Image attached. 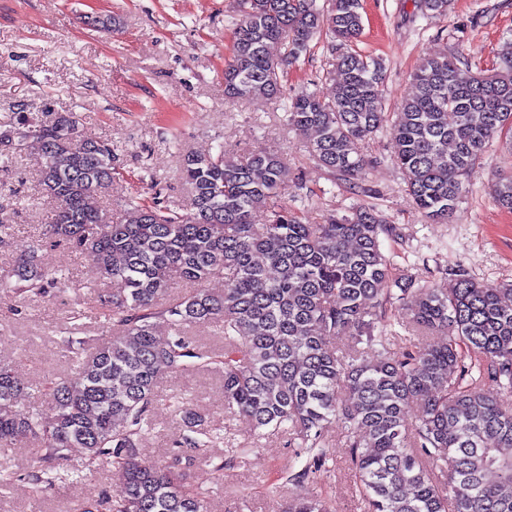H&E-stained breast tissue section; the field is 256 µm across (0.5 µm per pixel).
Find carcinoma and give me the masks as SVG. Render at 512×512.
<instances>
[{"label": "carcinoma", "instance_id": "carcinoma-1", "mask_svg": "<svg viewBox=\"0 0 512 512\" xmlns=\"http://www.w3.org/2000/svg\"><path fill=\"white\" fill-rule=\"evenodd\" d=\"M224 97L271 99L284 66L298 62L327 30L345 47L326 77L333 92L295 95L289 127L307 136L311 160L331 183L351 184L367 165L364 145L384 130L413 205L446 224L469 193L468 176L488 145L512 130V45L491 69L472 72L448 54L424 59L414 91L396 112L382 100L383 64L353 45L364 30L362 0H238ZM450 0H419L444 15ZM41 155L40 187L55 203L42 237L18 250L0 285L24 300L70 281L41 267L35 253L63 244L89 257L112 289L97 297L112 313L115 336L82 357L66 341L68 376L34 387L50 407L21 408L23 388L0 364V445L41 441L34 484L60 480L54 462L74 449L105 458L121 474L111 512H206L205 496L182 481L215 436L186 399L173 401L186 428L166 464L140 458L152 431L158 378L189 373L201 360L224 369V409L254 428L253 445L281 434L304 449L289 482L328 468L329 428H343L361 512H512V284L488 288L464 269L446 288L419 284L384 252L395 225L370 207L304 224L278 201L286 168L278 151L186 155V211L132 202L112 221L93 200L112 185L116 149L80 139L71 113L41 123L23 117L0 130V170L29 144ZM512 211V175L493 185ZM269 212L254 224L257 209ZM222 279L223 288L205 283ZM191 286L167 304L175 285ZM168 336H157L159 325ZM195 324L218 328L224 346L203 353L185 335ZM409 332L397 343L395 327ZM445 338L422 343L415 329ZM496 391L487 392L486 383ZM420 406L414 424L405 413ZM285 512H332L317 496L298 495Z\"/></svg>", "mask_w": 512, "mask_h": 512}]
</instances>
